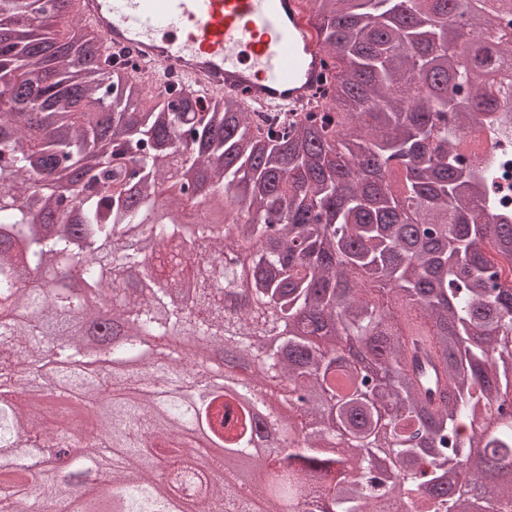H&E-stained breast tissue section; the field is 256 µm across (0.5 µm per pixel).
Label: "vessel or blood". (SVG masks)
Here are the masks:
<instances>
[{
  "mask_svg": "<svg viewBox=\"0 0 512 512\" xmlns=\"http://www.w3.org/2000/svg\"><path fill=\"white\" fill-rule=\"evenodd\" d=\"M73 9L142 69L266 112L296 110L322 83L325 50L302 0H74Z\"/></svg>",
  "mask_w": 512,
  "mask_h": 512,
  "instance_id": "1",
  "label": "vessel or blood"
}]
</instances>
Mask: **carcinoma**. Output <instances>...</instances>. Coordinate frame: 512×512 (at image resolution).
Returning <instances> with one entry per match:
<instances>
[{
  "instance_id": "cac0c4a2",
  "label": "carcinoma",
  "mask_w": 512,
  "mask_h": 512,
  "mask_svg": "<svg viewBox=\"0 0 512 512\" xmlns=\"http://www.w3.org/2000/svg\"><path fill=\"white\" fill-rule=\"evenodd\" d=\"M59 0H0V77L15 88L0 112V512H250L229 480L184 501L155 484L189 433L211 434L224 465L262 439L253 462L273 507L301 494L316 512H498L512 504V420L488 436L491 411L512 406V221L492 192L502 171L467 164V130L512 99V0H305L327 52L316 110L248 112L235 96L198 117L147 79L98 66L103 40ZM453 84L414 90V72ZM187 136L190 163L217 192L183 184L160 203ZM77 185V201L57 182ZM206 204L233 221L193 224ZM247 247L250 280L224 287V250ZM65 278L18 287L26 268ZM121 282L122 287L113 284ZM122 336L92 335L99 303ZM423 318L437 356L426 371L404 354ZM278 332V344L262 341ZM183 335L175 348L152 339ZM235 374L288 380L309 397L313 428L290 437L273 400L230 383L204 401L207 358ZM449 397L431 403L440 388ZM83 407L96 432L77 448L111 460L109 481L82 482L77 510L57 485L30 479V448L50 456L56 431L31 411ZM334 423L352 474L323 450Z\"/></svg>"
}]
</instances>
